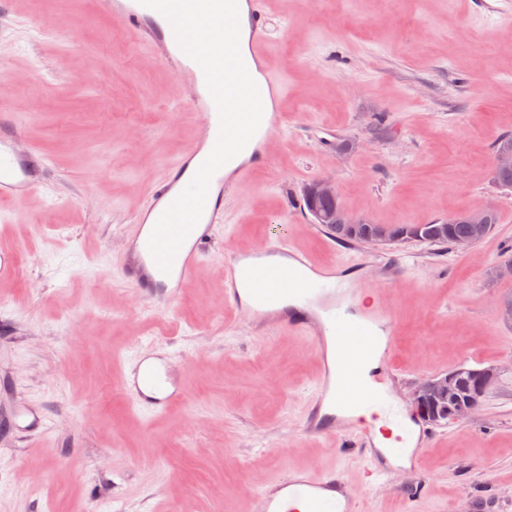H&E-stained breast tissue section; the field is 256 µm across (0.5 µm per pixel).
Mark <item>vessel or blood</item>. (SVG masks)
<instances>
[{
	"label": "vessel or blood",
	"instance_id": "obj_1",
	"mask_svg": "<svg viewBox=\"0 0 512 512\" xmlns=\"http://www.w3.org/2000/svg\"><path fill=\"white\" fill-rule=\"evenodd\" d=\"M249 36L246 49L259 64L270 95L282 100L287 94L283 77L269 63L266 0H246ZM101 9L120 19L123 26L141 32L146 44L174 71L194 76L193 106L205 117L201 142L216 141L219 113L198 63L180 47L169 20L139 0H99ZM199 144L173 162L152 188L153 205L133 215L135 231L129 239L120 275L134 291L164 302L178 298L180 289L193 279L212 238V226L224 209V187L240 182L252 169L245 161L230 173L213 175L202 216L175 254L169 272H162L150 250L149 239L166 209L189 185L199 169L195 159ZM51 163L36 146L26 145L22 126L14 121L0 124V202H19L38 192ZM224 302L232 310H246L258 321L274 319L276 326L310 338L318 348L330 340L358 342L378 348L381 362H389L397 334L393 313L360 303L358 286L343 268L317 269L306 254L288 244L261 251L235 254L224 262ZM168 362L161 355H141L124 368L119 388L132 408L145 417L163 413L182 398V384L168 376ZM336 365H324L317 389L319 397L309 409L305 431L312 436L332 437L344 415L336 411ZM389 391L372 388L364 401L373 407L371 421L357 422L359 444L368 463V474L388 477L397 469L417 468L419 453L428 441L416 420L398 418L391 426L376 427L381 406ZM253 512H358L357 496L342 471H294L253 488Z\"/></svg>",
	"mask_w": 512,
	"mask_h": 512
}]
</instances>
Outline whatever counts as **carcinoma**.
I'll use <instances>...</instances> for the list:
<instances>
[{"mask_svg":"<svg viewBox=\"0 0 512 512\" xmlns=\"http://www.w3.org/2000/svg\"><path fill=\"white\" fill-rule=\"evenodd\" d=\"M498 224V213L492 209L484 224L459 222L456 224H360L354 228L325 225V228L339 240L363 242L375 236L381 238V244L392 245L406 242H418L431 246L455 247L459 239H471L480 242L491 234ZM468 394L457 391L448 395V399L431 408L435 422L453 421L449 410L465 402Z\"/></svg>","mask_w":512,"mask_h":512,"instance_id":"1","label":"carcinoma"}]
</instances>
